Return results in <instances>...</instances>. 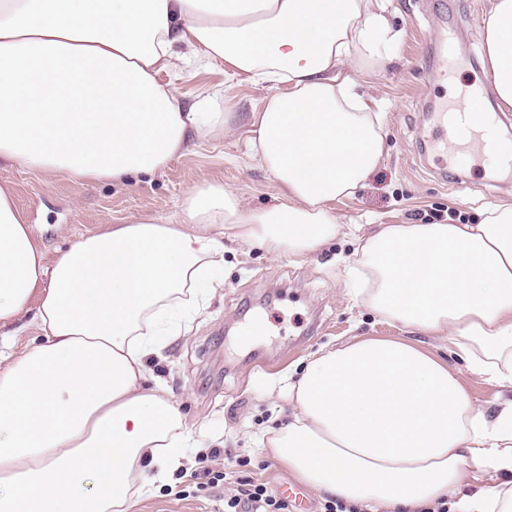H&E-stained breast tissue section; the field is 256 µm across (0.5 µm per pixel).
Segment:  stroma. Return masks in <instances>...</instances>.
Instances as JSON below:
<instances>
[{"label": "stroma", "mask_w": 512, "mask_h": 512, "mask_svg": "<svg viewBox=\"0 0 512 512\" xmlns=\"http://www.w3.org/2000/svg\"><path fill=\"white\" fill-rule=\"evenodd\" d=\"M400 38L395 54L360 90L381 103L384 161L350 198L332 202L346 232L314 257L271 256L225 241L224 286L206 304L187 335L172 340L147 367L168 387L191 430L204 434L206 471L189 459L132 512H224V499L239 480L265 484L269 493L295 483V476L266 448L270 428L288 410L286 393L308 356L357 336H406L437 350L436 337L390 324L351 291L349 268L358 240L380 224L472 223L480 208L512 201V175L490 179L482 163L460 169L439 161L426 143L431 104L451 98L448 83L432 73L429 47L435 21L445 10L460 20L454 77L468 85L485 79L483 27L489 0H384ZM174 83L185 107L221 90L213 111L232 132L224 137L190 135L185 151L153 174L118 184L74 182L62 175L37 176L0 165V185H9L18 208L54 260L74 234L120 224L138 214L171 217L187 193L206 181L223 182L244 210L278 205L281 191L252 145L253 114L273 93L224 63L185 69ZM261 320L247 343L236 330ZM227 472L211 485L209 472Z\"/></svg>", "instance_id": "1"}]
</instances>
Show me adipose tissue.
<instances>
[{"label": "adipose tissue", "instance_id": "1", "mask_svg": "<svg viewBox=\"0 0 512 512\" xmlns=\"http://www.w3.org/2000/svg\"><path fill=\"white\" fill-rule=\"evenodd\" d=\"M394 31L382 0H0V162L75 181L166 167L189 134L227 133L184 109L160 73L224 62L276 91L253 147L283 203L244 211L223 183L177 217L75 236L53 263L0 186V512H131L196 441L146 368L219 283L224 240L309 257L341 235L331 208L384 158L382 117L354 78ZM490 86L512 107V0L485 22ZM363 302L443 339L499 387L477 408L457 370L399 336L312 354L272 429L273 459L366 512H512V204L475 224H383L358 251ZM32 313L40 342L14 350ZM500 476L463 494L471 470Z\"/></svg>", "mask_w": 512, "mask_h": 512}]
</instances>
